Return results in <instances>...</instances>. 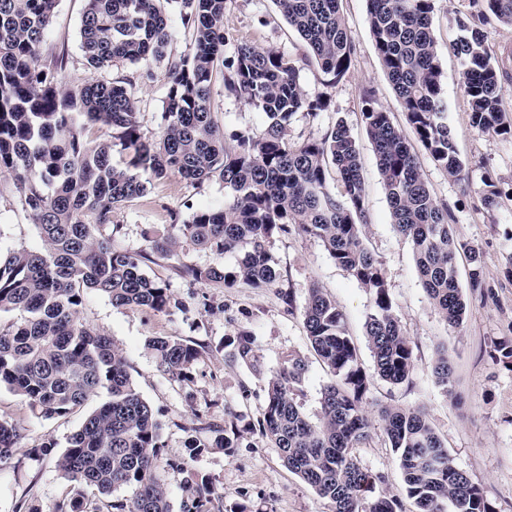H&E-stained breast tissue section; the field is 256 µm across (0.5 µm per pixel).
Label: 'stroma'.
Returning a JSON list of instances; mask_svg holds the SVG:
<instances>
[{
	"label": "stroma",
	"instance_id": "35a3bbf8",
	"mask_svg": "<svg viewBox=\"0 0 512 512\" xmlns=\"http://www.w3.org/2000/svg\"><path fill=\"white\" fill-rule=\"evenodd\" d=\"M353 44L351 66L335 84L328 83L299 35L280 14L274 0H228L224 13L227 42L225 61H232L238 45L272 48L297 60L299 81L309 94H323L329 107L318 116L297 112L288 125L296 142L321 138L337 121L350 128L361 149L362 173L368 199V222L362 229L365 246L380 260L392 300V312L414 347V370L409 382L392 385L373 380L365 408L376 416L381 404L422 409L445 442L454 464L478 485L496 512H512V366L496 357V344L512 343V137L479 134L471 127L468 98L461 82L460 60L454 45L460 22L470 14V0H434L431 30L439 49L441 85L448 107V124L456 133L460 157L467 165L469 185L449 178L416 141L396 94L376 53L368 24L367 0H340ZM86 0H56L52 22L40 48L39 66L65 60L69 86L101 79L134 78V95L144 137L157 138L165 108L166 62L187 53L190 36L179 23L178 4L168 5L171 37L166 61L150 65L123 64L90 68L80 47V23ZM372 91L390 114L418 158L420 171L438 202L447 205L455 233L465 250L457 255L460 275H468L469 253L481 258L483 294L467 298L465 318L452 327L429 301L419 278L410 243L392 224L381 175L362 119V94ZM212 110L223 129L262 135L267 117L246 102L226 97L222 74L212 80ZM490 176L501 191L498 208L481 201L482 178ZM229 197L223 182L196 185L172 174L156 181L146 197L117 211L119 229L112 243L118 250H151L154 231L185 220L192 211L222 207ZM42 246L39 231L20 205L10 184L0 185V253ZM269 250L279 280L274 287L254 290L240 285L213 288L191 281L181 265H233L234 256H221L178 242L164 259L145 263L147 273L166 280L175 303L167 311L116 308L105 295L89 291L81 318L119 345L141 397L161 424V475L168 487L172 512H181L183 473L177 464L208 478L214 490L212 512H331L327 501L286 468L277 448L249 430L265 397L270 374L291 353L308 364L301 403L307 414L319 408L322 387L330 375L311 349L302 310L310 288L322 289L343 314L346 329L359 349L365 371L373 361L365 338V322L372 297L355 278L336 264L321 240L298 232L274 236ZM292 302H285V295ZM245 332L254 345L263 370L255 372L234 359L226 338ZM171 336L201 345L202 355L189 379L163 375L147 348L149 339ZM445 348L453 368L451 392L438 386L433 374L437 348ZM106 393L90 398L62 418L35 417L9 388L0 387V418L16 423L23 437L11 459L0 464V512H53L71 486L56 468L69 437L89 413L106 401ZM235 413L247 428L232 452L211 448L189 457L190 439H207L205 423H220ZM52 442L49 454L41 446ZM360 464L383 474L388 491L400 492L402 475L396 454L380 424H373L369 441L358 448Z\"/></svg>",
	"mask_w": 512,
	"mask_h": 512
}]
</instances>
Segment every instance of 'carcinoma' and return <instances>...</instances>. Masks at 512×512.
Segmentation results:
<instances>
[{"instance_id": "carcinoma-1", "label": "carcinoma", "mask_w": 512, "mask_h": 512, "mask_svg": "<svg viewBox=\"0 0 512 512\" xmlns=\"http://www.w3.org/2000/svg\"><path fill=\"white\" fill-rule=\"evenodd\" d=\"M164 0H86L80 26L86 63L99 70L117 63L148 64L165 57L169 18ZM227 0H180V23L191 34L186 54L170 63L161 133L145 138L138 122L133 83L94 80L70 88L63 60L41 69L38 57L56 0H0V176L12 181L20 204L40 231L39 249H19L0 259V311L16 322L0 328V386L12 390L44 419L65 417L103 391L107 400L68 440L56 466L71 483L70 496L53 512H171L158 464L161 426L137 392L123 352L112 339L80 317L84 293L106 295L123 308L167 310L173 297L160 277H150L144 254L116 249L100 229L114 225L122 206L146 196L155 181L177 173L192 183L218 179L230 191L220 209L192 212L172 225L173 236L154 246L187 240L219 255L234 254L232 267L182 265L203 285L271 288L278 273L267 244L276 234L298 231L319 238L329 255L372 295L365 323L374 375L392 385L408 381L414 366L411 341L392 313L380 262L364 245L367 194L360 146L344 121L320 140L290 142L292 116L315 117L328 107L308 95L289 57L250 44L238 46L223 74L224 93L263 112L268 125L256 137L224 131L211 110V80L224 65ZM324 74L335 82L348 71L353 46L339 0H275ZM472 23L455 44L461 80L471 110V127L481 134H511L504 85L512 82V52L495 57L481 26L495 19L512 24V0H471ZM434 0H368L375 50L413 134L448 176L468 178L455 146L442 95L438 46L430 30ZM362 116L372 145L394 229L412 246L424 290L448 325H461L466 296L448 207L422 178L415 154L370 91ZM112 129L110 138L90 143L75 128L74 114ZM230 139L233 147L224 145ZM120 159L114 160L113 154ZM343 195L327 187L330 171ZM468 288H482L481 260L471 252ZM303 324L310 346L332 375L316 418L298 397L307 363L289 355L267 381L256 419L260 434L277 448L283 464L332 512H401L399 495L383 489L385 477L362 467L353 453L369 436L365 411L371 376L336 303L321 289L309 290ZM157 367L175 380L189 377L201 346L169 336L148 341ZM233 356L260 367L251 337L234 341ZM434 374L450 392L448 357L438 354ZM238 416L222 426L206 425L212 438L189 443V456L206 448L235 447ZM378 419L397 455L402 492L416 512H495L481 489L457 468L444 441L417 409L382 406ZM21 432L0 420V463L12 456ZM183 512H211L208 481L182 465ZM105 500L91 509L85 490ZM128 495L114 496L118 490Z\"/></svg>"}]
</instances>
